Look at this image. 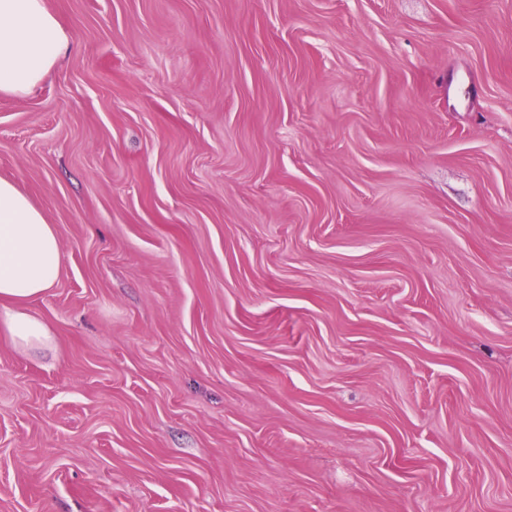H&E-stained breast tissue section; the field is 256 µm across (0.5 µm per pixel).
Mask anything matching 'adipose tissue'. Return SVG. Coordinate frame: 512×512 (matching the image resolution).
<instances>
[{"label": "adipose tissue", "instance_id": "ef3b65f1", "mask_svg": "<svg viewBox=\"0 0 512 512\" xmlns=\"http://www.w3.org/2000/svg\"><path fill=\"white\" fill-rule=\"evenodd\" d=\"M72 44L49 0H0V93H32ZM62 266L55 227L15 183L0 179V334L14 346L52 344L49 325L27 305L56 285Z\"/></svg>", "mask_w": 512, "mask_h": 512}]
</instances>
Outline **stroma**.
Returning <instances> with one entry per match:
<instances>
[{"label":"stroma","instance_id":"1","mask_svg":"<svg viewBox=\"0 0 512 512\" xmlns=\"http://www.w3.org/2000/svg\"><path fill=\"white\" fill-rule=\"evenodd\" d=\"M51 6L0 512H512V0Z\"/></svg>","mask_w":512,"mask_h":512}]
</instances>
